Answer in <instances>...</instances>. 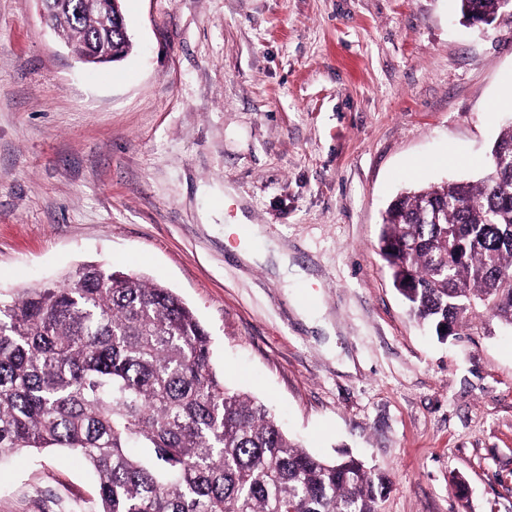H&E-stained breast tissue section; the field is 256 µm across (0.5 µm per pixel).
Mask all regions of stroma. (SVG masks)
Segmentation results:
<instances>
[{
	"instance_id": "35a3bbf8",
	"label": "stroma",
	"mask_w": 512,
	"mask_h": 512,
	"mask_svg": "<svg viewBox=\"0 0 512 512\" xmlns=\"http://www.w3.org/2000/svg\"><path fill=\"white\" fill-rule=\"evenodd\" d=\"M124 5L131 49L92 70L36 0H0V289L90 261L143 274L196 312L226 384L308 451L386 477L382 512H512V335L439 340L379 253L399 193L486 172L512 122V14ZM242 216L262 236H225ZM269 246L300 276L241 257ZM97 485L64 449L22 451L0 466V512L91 508Z\"/></svg>"
}]
</instances>
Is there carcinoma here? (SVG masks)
Segmentation results:
<instances>
[{"label": "carcinoma", "instance_id": "cac0c4a2", "mask_svg": "<svg viewBox=\"0 0 512 512\" xmlns=\"http://www.w3.org/2000/svg\"><path fill=\"white\" fill-rule=\"evenodd\" d=\"M123 0H69L57 28L112 61L130 41L98 28ZM488 22L499 0H459ZM491 151L512 155V125ZM380 255L410 315L441 338L478 313L512 331V165L477 181L400 195ZM64 448L99 475L97 512H381L383 478L290 439L263 403L227 387L211 337L171 289L106 263L63 282L0 293V460Z\"/></svg>", "mask_w": 512, "mask_h": 512}]
</instances>
